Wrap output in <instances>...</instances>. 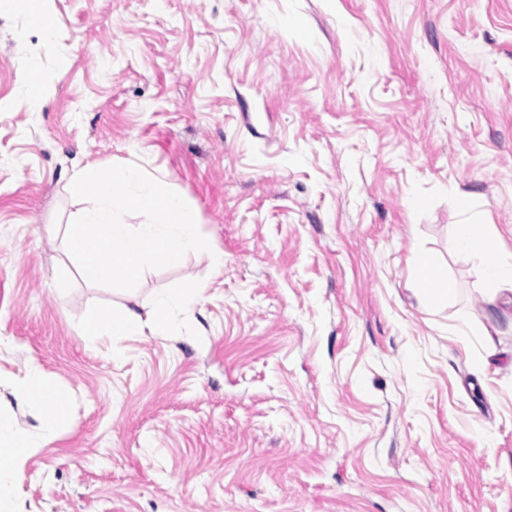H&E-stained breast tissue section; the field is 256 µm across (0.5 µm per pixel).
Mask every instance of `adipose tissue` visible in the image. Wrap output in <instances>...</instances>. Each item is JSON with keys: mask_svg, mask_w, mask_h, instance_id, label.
<instances>
[{"mask_svg": "<svg viewBox=\"0 0 512 512\" xmlns=\"http://www.w3.org/2000/svg\"><path fill=\"white\" fill-rule=\"evenodd\" d=\"M455 245L459 252L479 259L484 292L489 302L500 301L512 305V294L504 291L505 284H512V262L501 258L496 235L477 231L472 224H460L456 227ZM197 294L194 288H170L159 293L155 298L157 317L151 322L143 321L140 314L129 308L118 314L108 309L101 310L97 322L84 330V340L93 345L108 336L172 331L175 317L192 306ZM43 388L42 377L33 368L19 386L17 395L33 412L41 437L47 439L60 428L64 416L57 400L45 394ZM37 440L16 432L0 421V512L11 502L15 493L19 452L36 447Z\"/></svg>", "mask_w": 512, "mask_h": 512, "instance_id": "obj_1", "label": "adipose tissue"}]
</instances>
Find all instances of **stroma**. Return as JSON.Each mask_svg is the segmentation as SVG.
<instances>
[{
	"label": "stroma",
	"instance_id": "obj_1",
	"mask_svg": "<svg viewBox=\"0 0 512 512\" xmlns=\"http://www.w3.org/2000/svg\"><path fill=\"white\" fill-rule=\"evenodd\" d=\"M90 164L166 183L209 251L90 282L64 239ZM460 224L512 255V0H17L0 416L35 427V367L64 423L20 457L13 512H512V307ZM168 288L201 291L174 335L85 343ZM477 224L456 226L455 245L459 252L474 255L480 261V274L489 303L512 305V262L500 256L499 244L493 232L477 233ZM511 283V288L503 285ZM511 292L505 294L504 291ZM420 289L428 302L446 299L453 291L451 283L440 276L432 262L422 257L418 267Z\"/></svg>",
	"mask_w": 512,
	"mask_h": 512
}]
</instances>
